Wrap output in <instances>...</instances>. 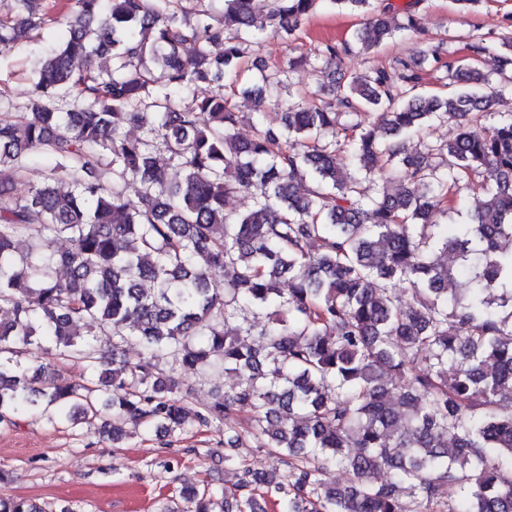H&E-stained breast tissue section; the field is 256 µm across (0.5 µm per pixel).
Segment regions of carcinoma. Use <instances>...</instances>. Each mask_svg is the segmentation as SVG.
Listing matches in <instances>:
<instances>
[{
	"label": "carcinoma",
	"mask_w": 512,
	"mask_h": 512,
	"mask_svg": "<svg viewBox=\"0 0 512 512\" xmlns=\"http://www.w3.org/2000/svg\"><path fill=\"white\" fill-rule=\"evenodd\" d=\"M326 1L368 15L355 35L367 49L419 32L413 11L387 17L371 0H68L61 17L13 0L0 58L48 22L68 33L39 59L26 112L0 123V425L98 421L116 447L128 422L166 437L222 424L234 448L241 419L273 449L274 464L240 468L232 488L183 487L158 512H266L270 500L276 512H406L405 496L411 512H512V112L481 122L497 89L416 92L423 65L441 62L454 82L489 84L443 62L441 39L350 76L332 101L253 117L238 138L224 81L235 90L267 33L291 39ZM350 51L327 42L264 61L243 91L278 99L296 68ZM103 55L112 68L93 66ZM367 110L377 124L356 120ZM450 117L453 140L408 151ZM34 152L54 160L37 182ZM473 176L483 197L450 236L439 218ZM235 195L246 212L225 210ZM130 341L138 360L117 362ZM33 345L84 362L90 380L36 381L21 360ZM221 367L239 377L231 391L199 408L175 396L178 371ZM332 466L349 481L328 482ZM0 512L38 510L1 497Z\"/></svg>",
	"instance_id": "1"
}]
</instances>
